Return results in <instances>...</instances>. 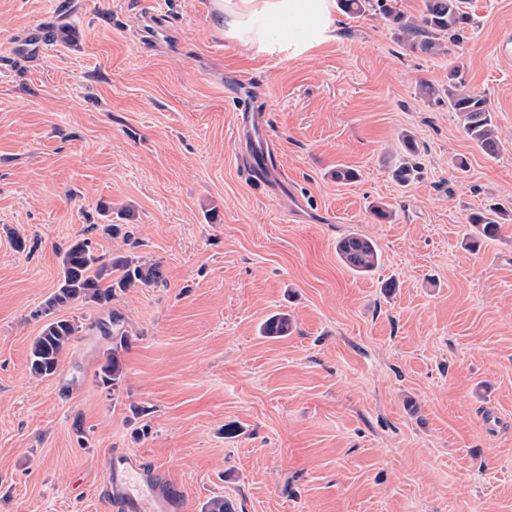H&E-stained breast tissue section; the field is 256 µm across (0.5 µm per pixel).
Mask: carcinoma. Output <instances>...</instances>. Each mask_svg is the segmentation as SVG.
Segmentation results:
<instances>
[{"label": "carcinoma", "mask_w": 512, "mask_h": 512, "mask_svg": "<svg viewBox=\"0 0 512 512\" xmlns=\"http://www.w3.org/2000/svg\"><path fill=\"white\" fill-rule=\"evenodd\" d=\"M377 2L379 13L388 21L398 25L403 39L411 49L423 52H440L446 43L460 42L466 32L475 25L468 11V0H423L419 15L405 17L388 0H340L345 13L354 17L365 14ZM420 93L437 103L448 99V110L457 114L466 136L486 155L494 156L499 150L494 117L486 96L466 86L460 71L448 74V89L444 94L430 83L419 85ZM505 211L492 208L486 212L468 216V223L479 228L486 239L498 235L500 220ZM342 262L351 270L365 274L373 270L380 259L377 244L359 234L344 237L337 245ZM62 274L58 288L46 300L44 307L35 315L48 316L67 305L81 301L107 304L116 297L117 291L129 288L158 287L165 283L161 266L157 263L143 264L134 259H120L111 264L100 262L87 238L74 240L62 253ZM120 271L112 278L113 271ZM291 329L288 314L279 313L269 318L263 332L267 336H285ZM80 326L68 319H52L46 322L34 339L30 352V372L39 378H48L58 370L61 357L69 350ZM127 343L126 334L115 339L101 366V382L113 388L119 386L123 366L120 352Z\"/></svg>", "instance_id": "1"}]
</instances>
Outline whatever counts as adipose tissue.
<instances>
[{
    "label": "adipose tissue",
    "instance_id": "obj_1",
    "mask_svg": "<svg viewBox=\"0 0 512 512\" xmlns=\"http://www.w3.org/2000/svg\"><path fill=\"white\" fill-rule=\"evenodd\" d=\"M335 0H213V8L227 38L250 50L264 49L263 21H311L319 19L315 37L324 40L333 22Z\"/></svg>",
    "mask_w": 512,
    "mask_h": 512
}]
</instances>
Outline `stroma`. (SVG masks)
Returning <instances> with one entry per match:
<instances>
[{"mask_svg": "<svg viewBox=\"0 0 512 512\" xmlns=\"http://www.w3.org/2000/svg\"><path fill=\"white\" fill-rule=\"evenodd\" d=\"M470 7L443 54L341 12L322 42L267 21L256 53L213 0H0V512H110L116 453L159 473L170 512H512V215L464 246L470 213L512 208V0ZM454 68L489 100L497 156L418 92ZM241 95L264 115L261 181ZM405 133L420 173L403 185ZM352 233L381 251L364 276L336 251ZM81 237L166 284L60 309L81 331L36 378L37 311ZM278 312L290 333L263 335ZM115 313L110 390L98 325ZM121 331V328L118 329V333ZM116 334L115 341L112 346V350L108 352L106 356L105 363L101 366V382L103 385L111 386L112 389L118 387L122 375H123V366L121 363L120 352L124 349L127 343V334L123 331L120 334L119 339Z\"/></svg>", "mask_w": 512, "mask_h": 512, "instance_id": "obj_1", "label": "stroma"}]
</instances>
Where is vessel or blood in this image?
I'll use <instances>...</instances> for the list:
<instances>
[{
    "mask_svg": "<svg viewBox=\"0 0 512 512\" xmlns=\"http://www.w3.org/2000/svg\"><path fill=\"white\" fill-rule=\"evenodd\" d=\"M108 498L127 512H167L168 499L157 485L156 474L137 459L122 456L108 466Z\"/></svg>",
    "mask_w": 512,
    "mask_h": 512,
    "instance_id": "obj_1",
    "label": "vessel or blood"
}]
</instances>
